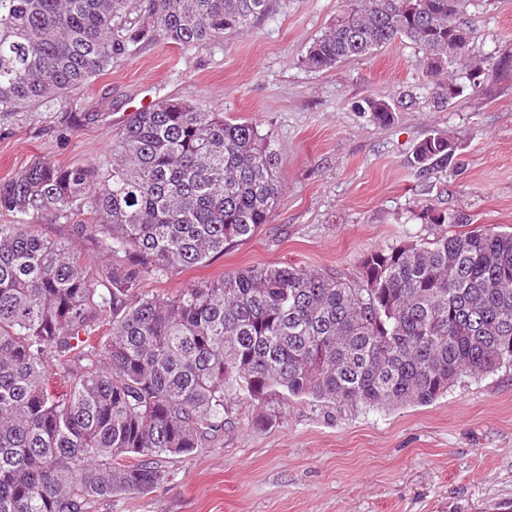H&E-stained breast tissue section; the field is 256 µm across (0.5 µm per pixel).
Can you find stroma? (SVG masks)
<instances>
[{
  "instance_id": "1",
  "label": "stroma",
  "mask_w": 512,
  "mask_h": 512,
  "mask_svg": "<svg viewBox=\"0 0 512 512\" xmlns=\"http://www.w3.org/2000/svg\"><path fill=\"white\" fill-rule=\"evenodd\" d=\"M343 10V0H274L269 17L219 42L179 48L164 39L114 61L65 99L0 124V179L36 157L61 165L108 159L134 112L161 99L199 102L271 132L282 192L270 223L207 265L144 277V292L263 264L353 275L368 251L425 241L428 207L470 227H512V0H477L467 59H501L481 90L434 106L423 54L395 42L364 61L317 71L302 60ZM394 99L390 125L358 111ZM450 137L453 167L424 179L412 163L431 133ZM1 224H36L105 263L93 238L72 240L52 214L0 209ZM165 478L88 512H494L512 506V369L465 377L428 405L338 411L269 394L233 412L224 436L163 460Z\"/></svg>"
}]
</instances>
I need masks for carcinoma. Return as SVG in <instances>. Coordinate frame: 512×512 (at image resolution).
<instances>
[{"instance_id":"obj_1","label":"carcinoma","mask_w":512,"mask_h":512,"mask_svg":"<svg viewBox=\"0 0 512 512\" xmlns=\"http://www.w3.org/2000/svg\"><path fill=\"white\" fill-rule=\"evenodd\" d=\"M470 0H347L308 48L315 70L396 42L435 77L467 55ZM272 0H0V121L87 85L160 37L221 41L271 13ZM468 86L430 82L439 105ZM378 124L396 105L368 99ZM455 144L414 149L423 175ZM271 133L196 103L135 113L103 163L38 158L0 179V208L49 212L78 237L122 254L105 275L32 224H0V512H86L150 489L159 458L224 433V416L271 391L329 407L426 405L464 376L512 368V230H442L376 249L347 278L262 265L197 281L170 297L143 277L194 268L270 222L282 189ZM429 224L458 226L426 208ZM58 375L68 390L56 394Z\"/></svg>"}]
</instances>
